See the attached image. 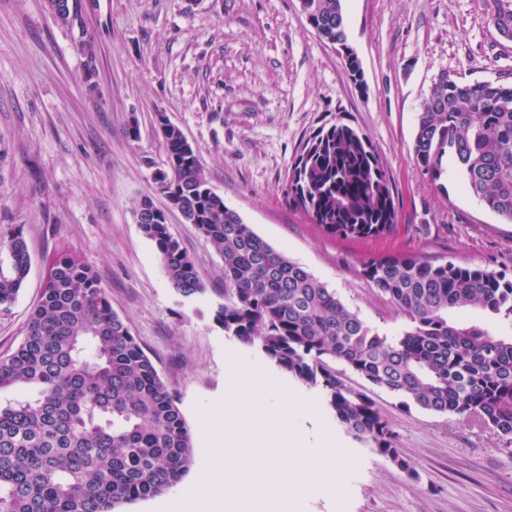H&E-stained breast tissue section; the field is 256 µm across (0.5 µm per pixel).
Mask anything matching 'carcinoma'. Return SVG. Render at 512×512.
Returning <instances> with one entry per match:
<instances>
[{"mask_svg":"<svg viewBox=\"0 0 512 512\" xmlns=\"http://www.w3.org/2000/svg\"><path fill=\"white\" fill-rule=\"evenodd\" d=\"M300 3L308 24L339 46L355 75L341 0ZM57 19L78 26V48L92 52L79 13ZM490 21L512 41V0H491ZM159 133L167 154L161 194L223 258L228 288L214 321L227 335L319 389L347 433L410 474L389 421L334 363L399 396L405 408L477 420L512 444V337L450 316L474 307L512 325V278L415 254L367 259L364 277L409 320L387 336L225 205L180 127L167 121ZM413 151L440 190L444 160L454 159L466 191L512 223V84L441 74L418 113ZM285 198L331 236L384 237L396 228L388 171L370 140L341 117L302 142ZM134 214L176 292H203L167 211L143 199ZM7 251L4 311L30 271L22 232L12 233ZM7 390L29 395L0 401V512H116L173 488L195 463L176 394L112 310L97 272L69 252L50 259L22 342L0 357V393Z\"/></svg>","mask_w":512,"mask_h":512,"instance_id":"cac0c4a2","label":"carcinoma"}]
</instances>
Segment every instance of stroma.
Here are the masks:
<instances>
[{"label": "stroma", "mask_w": 512, "mask_h": 512, "mask_svg": "<svg viewBox=\"0 0 512 512\" xmlns=\"http://www.w3.org/2000/svg\"><path fill=\"white\" fill-rule=\"evenodd\" d=\"M341 4L361 87L307 24L299 0H79L90 57L47 0H0V261L17 228L31 255L24 288L0 311V356L24 337L47 260L67 251L96 270L113 310L176 392L191 433L223 418L234 364H249L256 382L272 375L293 385L214 322L224 261L196 228L171 212L170 231L204 288L185 298L135 222L140 199L166 204L153 180L167 161L160 112L243 223L382 333L399 334L409 321L362 276L365 259L418 254L512 277V223L463 189L454 162L440 190L413 154L417 115L441 73L512 82V42L492 26L486 0ZM339 115L367 135L389 173L397 208L390 236H329L285 200L299 144ZM341 375L375 401L414 471L340 433L350 451L344 486L332 501L307 489L301 512H512V445L479 422L404 408L349 370ZM193 453L177 486L120 512H171L206 478V453Z\"/></svg>", "instance_id": "obj_1"}]
</instances>
